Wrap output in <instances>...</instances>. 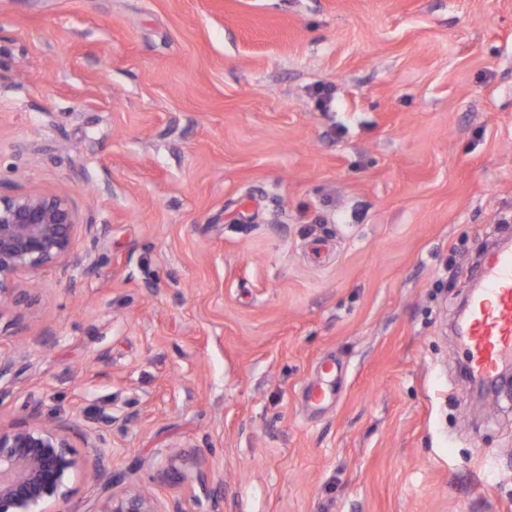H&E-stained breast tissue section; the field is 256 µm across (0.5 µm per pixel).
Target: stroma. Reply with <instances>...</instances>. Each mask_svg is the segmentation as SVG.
Masks as SVG:
<instances>
[{
  "mask_svg": "<svg viewBox=\"0 0 512 512\" xmlns=\"http://www.w3.org/2000/svg\"><path fill=\"white\" fill-rule=\"evenodd\" d=\"M77 267L0 297V427L64 420L48 512H512V389L457 313L512 238V0H0V191ZM335 359L336 397L303 391ZM98 478L106 493L100 510L97 512H184L179 501L171 502L162 508L151 494L137 488L128 487L120 492L114 491L118 478L113 477L108 465V454L101 451L98 463Z\"/></svg>",
  "mask_w": 512,
  "mask_h": 512,
  "instance_id": "obj_1",
  "label": "stroma"
}]
</instances>
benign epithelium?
<instances>
[{
	"label": "benign epithelium",
	"instance_id": "1",
	"mask_svg": "<svg viewBox=\"0 0 512 512\" xmlns=\"http://www.w3.org/2000/svg\"><path fill=\"white\" fill-rule=\"evenodd\" d=\"M77 215L65 198L46 193L0 192V296L21 273L35 276L63 260L80 265L74 253ZM81 468L66 436V424L49 421L0 428V512H47L68 497L69 478ZM98 478L105 497L98 512H184L174 501L163 508L151 494L128 487L114 491L108 454H99Z\"/></svg>",
	"mask_w": 512,
	"mask_h": 512
}]
</instances>
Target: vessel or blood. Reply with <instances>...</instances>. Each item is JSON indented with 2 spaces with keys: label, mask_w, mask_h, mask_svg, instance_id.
<instances>
[{
  "label": "vessel or blood",
  "mask_w": 512,
  "mask_h": 512,
  "mask_svg": "<svg viewBox=\"0 0 512 512\" xmlns=\"http://www.w3.org/2000/svg\"><path fill=\"white\" fill-rule=\"evenodd\" d=\"M483 278L481 291L468 301L461 344L473 376L491 380L512 362V250L490 255Z\"/></svg>",
  "instance_id": "obj_1"
}]
</instances>
